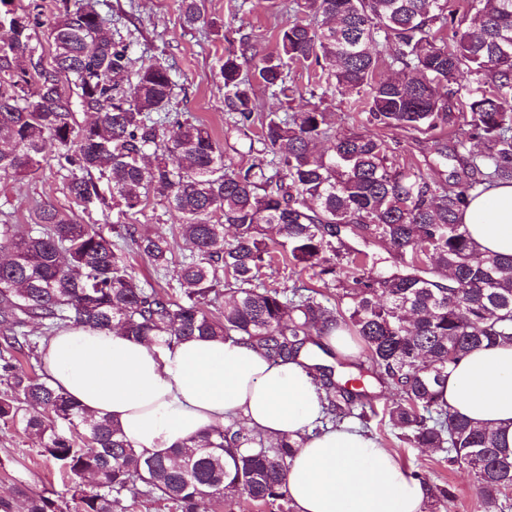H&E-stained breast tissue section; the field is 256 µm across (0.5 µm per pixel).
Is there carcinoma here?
<instances>
[{
    "label": "carcinoma",
    "instance_id": "cac0c4a2",
    "mask_svg": "<svg viewBox=\"0 0 512 512\" xmlns=\"http://www.w3.org/2000/svg\"><path fill=\"white\" fill-rule=\"evenodd\" d=\"M0 0L10 37L0 42V175L36 173L47 143L71 174L79 206L106 204L93 174L108 178L112 208L136 213L159 199L183 217L176 234L190 250L180 295L147 288L120 242H131L155 270L171 242L141 224L106 230L75 214L43 210L39 230L0 223V424L21 426L66 475L73 512H128L126 493L158 497L176 512L245 498L293 512L288 460L302 442L265 439L233 422L193 446L141 459L105 417L83 411L19 357L68 327L111 329L147 344L220 337L261 347L274 364L311 361L326 417L368 423V387L395 392L389 421L421 448H443L475 477L484 512L512 488V452L485 427L440 401L448 370L471 351L512 341V256L480 251L461 222L487 184L512 183V0H292L277 51L260 54L243 34L220 68L232 127L253 133L258 158L237 166L201 125L169 106L172 67L133 69L123 41L103 31L87 0H55L51 62L33 60L30 31L38 5ZM322 17L316 24L306 16ZM183 25L200 22L199 0H181ZM312 70L321 95L355 94L350 109L381 129L425 136L431 177L358 129L334 131L316 105L257 112L253 82L273 96L302 95L288 68ZM391 79L375 78L381 65ZM135 83H130V75ZM476 83L458 111L452 85ZM132 84L130 90L124 85ZM99 112L78 126L74 107ZM454 134L453 152L438 132ZM153 149L154 163L142 164ZM455 161L464 175L443 176ZM234 237H224V226ZM381 244V257L348 244ZM281 262L336 283V304L307 285L268 287L262 269ZM340 326L361 341L371 371L334 377L321 341ZM0 512H54L44 495L20 492Z\"/></svg>",
    "mask_w": 512,
    "mask_h": 512
}]
</instances>
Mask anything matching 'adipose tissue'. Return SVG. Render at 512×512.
Segmentation results:
<instances>
[{
	"label": "adipose tissue",
	"mask_w": 512,
	"mask_h": 512,
	"mask_svg": "<svg viewBox=\"0 0 512 512\" xmlns=\"http://www.w3.org/2000/svg\"><path fill=\"white\" fill-rule=\"evenodd\" d=\"M461 219L480 250L512 255V184L473 198ZM41 355L46 381L108 417L141 458L236 421L269 438H303L287 471L296 512H423L427 485L359 425L321 427L324 394L309 370L271 364L257 346L199 337L150 345L79 327L43 341ZM440 399L512 449V343L469 353Z\"/></svg>",
	"instance_id": "adipose-tissue-1"
}]
</instances>
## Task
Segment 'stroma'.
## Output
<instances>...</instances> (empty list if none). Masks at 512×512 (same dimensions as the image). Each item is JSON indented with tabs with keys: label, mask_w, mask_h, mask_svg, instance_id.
Instances as JSON below:
<instances>
[{
	"label": "stroma",
	"mask_w": 512,
	"mask_h": 512,
	"mask_svg": "<svg viewBox=\"0 0 512 512\" xmlns=\"http://www.w3.org/2000/svg\"><path fill=\"white\" fill-rule=\"evenodd\" d=\"M202 19L195 27L184 26L180 16V0H99L97 9L105 29L113 38L123 40L136 61H161L174 68L172 111L208 127L226 147L235 149L234 159L249 165L253 154L246 140L228 128L224 110V84L220 66L224 54L236 50L243 34H250L261 53L273 52L279 25L287 21L288 0H201ZM58 149L47 144L41 169L22 177L0 176V217L8 216L21 230L35 228L41 210L55 209L63 213L76 211L68 191L70 176L57 159ZM125 223L142 224L150 233L171 236L180 224V214L166 202L149 200L136 214L125 216ZM173 259L164 272L138 255L130 263L146 287L162 289L170 294L179 291L177 272L187 247L182 239L173 238ZM394 396L385 388L375 389L371 402L376 410L367 432L397 454L402 466L420 474L431 486L447 487L453 494L447 512H483L480 495L473 477L459 465L450 463L446 452L418 448L403 439L385 410ZM37 440L22 428L0 426V496L23 490L51 495L59 492L55 505L58 512H70L69 499L63 498L64 477L55 466L41 456Z\"/></svg>",
	"instance_id": "stroma-1"
}]
</instances>
